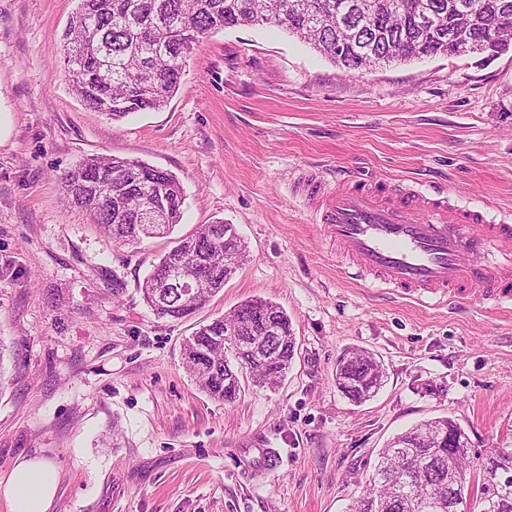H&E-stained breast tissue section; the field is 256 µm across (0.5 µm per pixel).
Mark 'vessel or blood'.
Listing matches in <instances>:
<instances>
[{
  "label": "vessel or blood",
  "instance_id": "obj_1",
  "mask_svg": "<svg viewBox=\"0 0 512 512\" xmlns=\"http://www.w3.org/2000/svg\"><path fill=\"white\" fill-rule=\"evenodd\" d=\"M305 190L313 220L347 262L348 275L414 298L512 287V223L441 191L339 178Z\"/></svg>",
  "mask_w": 512,
  "mask_h": 512
}]
</instances>
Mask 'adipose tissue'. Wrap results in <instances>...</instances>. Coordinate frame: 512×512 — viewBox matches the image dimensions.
<instances>
[{"label": "adipose tissue", "mask_w": 512, "mask_h": 512, "mask_svg": "<svg viewBox=\"0 0 512 512\" xmlns=\"http://www.w3.org/2000/svg\"><path fill=\"white\" fill-rule=\"evenodd\" d=\"M59 473L54 465L38 458L17 459L5 480L0 497L9 512H49L57 492Z\"/></svg>", "instance_id": "1"}]
</instances>
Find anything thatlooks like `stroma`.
I'll list each match as a JSON object with an SVG mask.
<instances>
[{
	"mask_svg": "<svg viewBox=\"0 0 512 512\" xmlns=\"http://www.w3.org/2000/svg\"><path fill=\"white\" fill-rule=\"evenodd\" d=\"M76 0H0V477L59 471L49 512H348L397 434L449 416L473 445L512 435V303L448 305L348 279L304 180L356 175L447 191L512 216V49L343 74L272 25L210 34L167 105L119 122L63 75ZM145 162L184 189L172 234L124 245L62 190L93 154ZM249 255L189 318H157L139 285L202 224ZM281 306L296 336L272 389L227 404L182 364L186 337L241 302ZM382 361L376 397L336 388L337 360ZM281 455L277 467L259 449Z\"/></svg>",
	"mask_w": 512,
	"mask_h": 512,
	"instance_id": "35a3bbf8",
	"label": "stroma"
}]
</instances>
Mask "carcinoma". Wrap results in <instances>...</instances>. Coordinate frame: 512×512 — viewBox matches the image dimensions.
Here are the masks:
<instances>
[{
  "label": "carcinoma",
  "instance_id": "obj_1",
  "mask_svg": "<svg viewBox=\"0 0 512 512\" xmlns=\"http://www.w3.org/2000/svg\"><path fill=\"white\" fill-rule=\"evenodd\" d=\"M369 5L375 29L365 42L336 49L329 26L314 32L319 14L345 15ZM441 11V28L428 23L423 8ZM492 23L512 26V0H78L62 40L70 90L90 110L119 121L133 112L162 109L181 85L194 45L203 37L241 26L275 24L328 57L343 73L386 63L453 55L448 36L459 32L478 41L475 53L495 56L509 47L489 38ZM61 185L112 241L137 244L145 235L132 205L140 197L158 203L165 224L151 236L169 234L181 219L183 189L172 173L139 160L90 155L65 172ZM202 224L181 239L140 285L142 297L159 318L179 320L204 302L183 303L163 287L167 269L197 266L208 271V299L232 278L224 259L242 265L248 246L241 236L210 239ZM278 330L276 351H266L267 328ZM231 346L237 365L261 387L277 386L295 358L290 318L261 298L247 300L200 326L183 343L182 360L202 391L224 403L239 395L240 376L224 359ZM383 367L370 352L354 349L336 362V387L350 401L374 397ZM349 512H512V441L473 448L457 422L440 417L419 423L381 449L364 494Z\"/></svg>",
  "mask_w": 512,
  "mask_h": 512
}]
</instances>
